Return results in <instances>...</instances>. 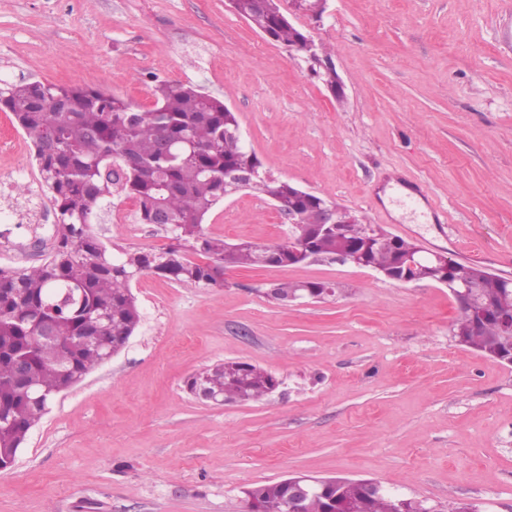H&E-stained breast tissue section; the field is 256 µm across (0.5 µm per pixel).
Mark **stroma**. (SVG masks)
I'll list each match as a JSON object with an SVG mask.
<instances>
[{"instance_id": "35a3bbf8", "label": "stroma", "mask_w": 512, "mask_h": 512, "mask_svg": "<svg viewBox=\"0 0 512 512\" xmlns=\"http://www.w3.org/2000/svg\"><path fill=\"white\" fill-rule=\"evenodd\" d=\"M284 14L339 83L264 37L228 0H0V77L92 86L142 108L155 79L223 97L274 177L430 253L512 279V0H327ZM0 112V172L33 162ZM113 194L94 234L112 253L171 245ZM290 221L243 190L204 228L285 240ZM38 224H0V266L43 263ZM281 281L335 298L278 304ZM127 344L61 394L0 471V512H243V492L302 473L371 480L438 504L512 512V366L459 345L447 287L339 258L231 269L224 285L132 284ZM234 360L280 381L216 405L189 378Z\"/></svg>"}]
</instances>
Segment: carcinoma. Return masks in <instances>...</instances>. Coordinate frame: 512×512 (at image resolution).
I'll return each instance as SVG.
<instances>
[{
    "label": "carcinoma",
    "instance_id": "1",
    "mask_svg": "<svg viewBox=\"0 0 512 512\" xmlns=\"http://www.w3.org/2000/svg\"><path fill=\"white\" fill-rule=\"evenodd\" d=\"M251 25L290 47L302 32L288 24L274 0H239ZM154 105L143 109L110 92L82 86L14 82L0 78V111L9 112L30 139L41 187L53 203L54 246L46 260L25 269L0 266V470L24 445L46 409L92 370L106 350L122 349L141 323L131 282L153 272L176 282L224 287L216 267H264L263 253L284 243L238 248L206 234L210 211L224 200V172L256 170V154L232 137L239 122L224 99L176 80L154 86ZM137 166L130 167L127 158ZM134 197L139 220L151 223L161 208L174 244L153 252L128 250L114 258L92 232L100 204L112 190ZM252 189L299 206L309 218L313 204L297 199L295 185L258 176ZM350 235H324L313 242L319 256H334L363 241L361 224ZM416 243L391 234L373 240L366 264L389 270ZM452 276L475 285L481 305L512 311V286L472 265L452 261ZM455 341L487 356L505 349L508 338L492 321L453 328ZM27 364L25 376L16 364ZM210 393L228 402L268 395L271 374L248 363H221L200 372ZM404 496L383 485L367 492L353 479L317 489L306 512H336L342 501L360 512H402ZM248 512H287L288 487L278 481L245 491Z\"/></svg>",
    "mask_w": 512,
    "mask_h": 512
}]
</instances>
